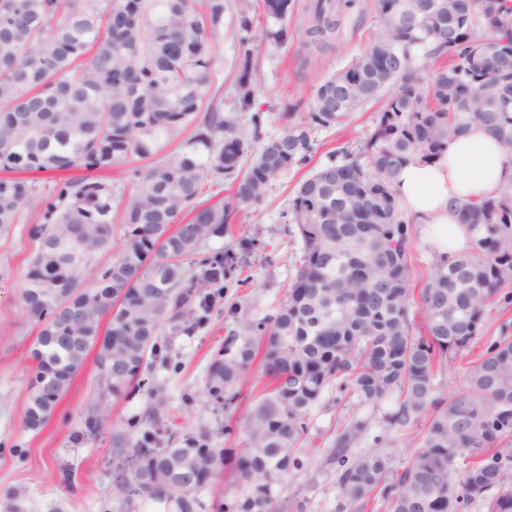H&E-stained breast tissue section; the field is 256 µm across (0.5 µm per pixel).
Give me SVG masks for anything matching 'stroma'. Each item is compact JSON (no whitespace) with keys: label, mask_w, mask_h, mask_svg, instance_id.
<instances>
[{"label":"stroma","mask_w":512,"mask_h":512,"mask_svg":"<svg viewBox=\"0 0 512 512\" xmlns=\"http://www.w3.org/2000/svg\"><path fill=\"white\" fill-rule=\"evenodd\" d=\"M375 23L364 0L345 14L336 43L324 51L305 47L301 39L283 48L267 47L260 59L256 85L266 136L275 137L288 126V113H305L321 80L345 67L366 50ZM377 104L355 112L346 127L318 129L307 164L281 175L259 206L236 215L235 224L268 245L270 260L252 269L254 284L240 303L249 316L260 317L280 300L295 275L300 255L298 240L286 235L282 215L306 177L327 163L334 147L367 137L374 128ZM32 251L26 233L15 228L0 236V507L9 492L23 496L26 512H166L164 505L145 498L126 506L112 481V447L107 443L72 446L69 435L81 423V413L98 390L93 361H86L68 393L38 431L23 425L29 393L28 354L36 338L33 322L20 300L27 259ZM224 341L223 324L198 336L172 339L174 359L185 365L182 374L156 369L157 384L172 395L199 390L210 356ZM356 411L353 402L324 394L312 409L310 442L304 469L287 479V494L306 501L307 512H334L336 467L325 461L323 450L337 424Z\"/></svg>","instance_id":"1"}]
</instances>
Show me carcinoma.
Here are the masks:
<instances>
[{
    "instance_id": "carcinoma-1",
    "label": "carcinoma",
    "mask_w": 512,
    "mask_h": 512,
    "mask_svg": "<svg viewBox=\"0 0 512 512\" xmlns=\"http://www.w3.org/2000/svg\"><path fill=\"white\" fill-rule=\"evenodd\" d=\"M405 0H369L370 48L321 82L309 111L264 140L254 85L262 43L288 44L295 0H260L236 12L235 95L212 88L214 40L230 0H0V232L32 220L34 244L21 301L36 321L24 425L49 419L89 354L100 381L73 441L101 439L107 395L147 398L128 430L112 434L114 482L171 512H306L283 495L302 470L311 410L336 390L359 407L394 400L373 447L359 414L336 428V512H512V186L457 207L472 235L463 256L438 261L414 296L394 182L474 124L512 161V0H433L422 26L394 22ZM354 0H310L304 46L333 44ZM440 59L412 75L414 50ZM399 55V70L387 68ZM338 83L367 105L384 100L374 130L341 160L308 176L287 213L299 264L275 311L238 317L236 294L266 248L235 229L236 213L262 203L282 174L306 162L310 133L342 126L322 92ZM251 114L248 147L233 113ZM184 139L173 149L169 145ZM73 169L100 177L57 176ZM229 190L228 199L220 198ZM217 203H212L214 198ZM117 244L112 261L98 254ZM420 304L421 320L411 310ZM505 316L487 335L489 310ZM229 318L201 395L216 430L176 425L156 368L180 371L171 337ZM465 389L443 396L437 379L473 344ZM259 395L234 448L245 378ZM217 494L204 503L203 493Z\"/></svg>"
}]
</instances>
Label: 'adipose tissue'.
Listing matches in <instances>:
<instances>
[{
	"mask_svg": "<svg viewBox=\"0 0 512 512\" xmlns=\"http://www.w3.org/2000/svg\"><path fill=\"white\" fill-rule=\"evenodd\" d=\"M512 184V163L503 148L480 126H472L430 161L406 164L395 183L404 218L438 257H458L470 236L456 217L469 199L497 193Z\"/></svg>",
	"mask_w": 512,
	"mask_h": 512,
	"instance_id": "1",
	"label": "adipose tissue"
}]
</instances>
